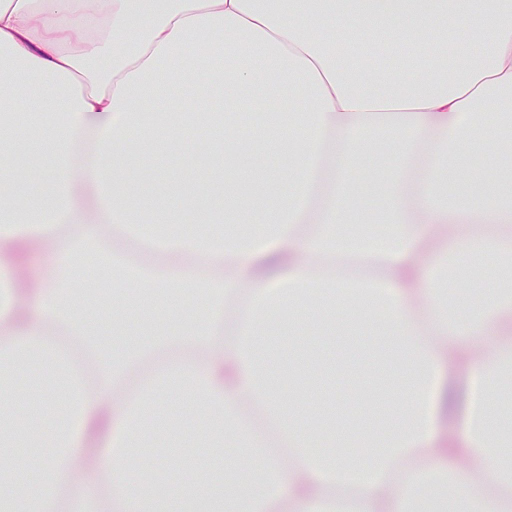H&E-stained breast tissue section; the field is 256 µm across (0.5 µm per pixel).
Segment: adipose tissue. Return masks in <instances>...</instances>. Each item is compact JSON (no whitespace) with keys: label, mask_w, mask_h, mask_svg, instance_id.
Here are the masks:
<instances>
[{"label":"adipose tissue","mask_w":512,"mask_h":512,"mask_svg":"<svg viewBox=\"0 0 512 512\" xmlns=\"http://www.w3.org/2000/svg\"><path fill=\"white\" fill-rule=\"evenodd\" d=\"M472 34L452 41L449 27ZM383 37L387 46L432 38L426 66L379 63L350 73L336 32ZM211 50L192 55L195 43ZM180 64L172 89H220L234 105L286 94L288 120L260 113L253 153L228 157L240 130L223 112L175 114L148 89ZM206 134L207 162L185 157L182 173L160 164L167 144ZM383 167L372 195L374 227L356 233L354 179L369 147ZM496 163L472 172L475 152ZM274 154V164L262 163ZM50 160L20 179V158ZM145 241L167 266L194 259L206 281L84 252L83 224ZM512 0H0V249L49 239L54 269L38 285L39 309L23 316L12 279L0 273V387L25 384L48 405L40 431L0 406V458H28L0 484V512H99L75 488L78 442L93 418L120 412L96 480L110 512H435L440 478L437 411L442 376L464 375V452L474 483L456 487L447 512H506L512 450L490 437L512 409V344L478 359L457 335L489 338L512 322ZM487 286L472 289L475 277ZM234 303L232 326L224 306ZM374 325L383 370L363 424L325 401L274 397L284 376L320 393L335 365L300 373L284 366L271 336L299 328ZM66 328L95 365L87 372L57 336ZM160 350L165 365L127 386ZM177 397L194 414L171 419ZM187 454L175 484L162 468L135 470L144 449ZM340 448L357 461L337 459ZM247 460L260 481L224 483V453ZM422 467L395 479L403 457ZM289 466H282V459ZM209 470L199 490L201 470ZM339 498H331L334 490Z\"/></svg>","instance_id":"obj_1"}]
</instances>
